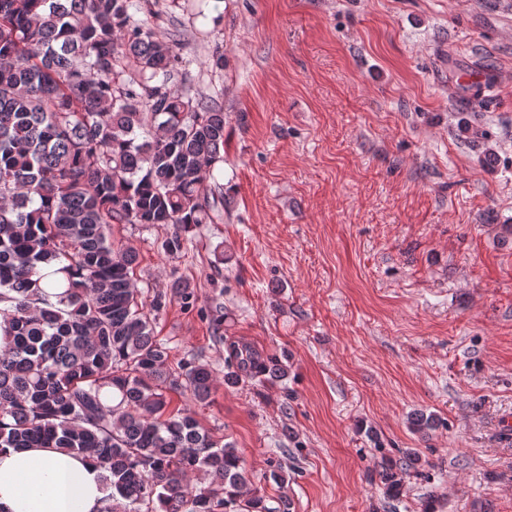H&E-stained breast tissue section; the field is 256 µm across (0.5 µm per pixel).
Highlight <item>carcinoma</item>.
Segmentation results:
<instances>
[{
  "label": "carcinoma",
  "instance_id": "cac0c4a2",
  "mask_svg": "<svg viewBox=\"0 0 512 512\" xmlns=\"http://www.w3.org/2000/svg\"><path fill=\"white\" fill-rule=\"evenodd\" d=\"M155 0H0V448L93 454L105 512H285L252 488L234 445L166 391L210 398L214 370L172 364L114 224L172 225L165 250L213 224L224 194V107L179 93L175 34L136 14ZM180 280L166 298L190 304ZM232 345L224 384L288 378ZM396 496L402 476L379 473Z\"/></svg>",
  "mask_w": 512,
  "mask_h": 512
}]
</instances>
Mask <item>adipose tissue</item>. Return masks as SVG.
<instances>
[{
  "instance_id": "1",
  "label": "adipose tissue",
  "mask_w": 512,
  "mask_h": 512,
  "mask_svg": "<svg viewBox=\"0 0 512 512\" xmlns=\"http://www.w3.org/2000/svg\"><path fill=\"white\" fill-rule=\"evenodd\" d=\"M108 495L90 455L54 448L0 453V512H103Z\"/></svg>"
}]
</instances>
